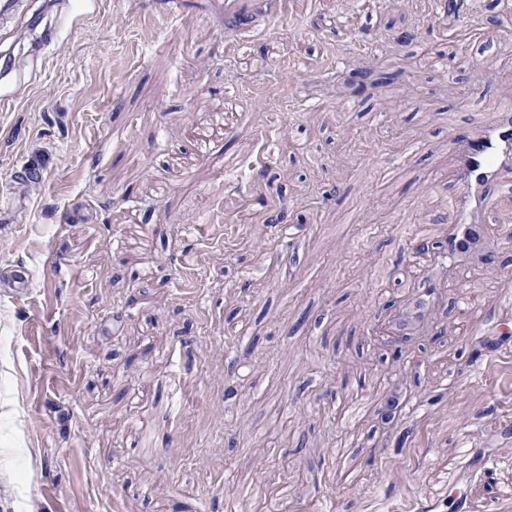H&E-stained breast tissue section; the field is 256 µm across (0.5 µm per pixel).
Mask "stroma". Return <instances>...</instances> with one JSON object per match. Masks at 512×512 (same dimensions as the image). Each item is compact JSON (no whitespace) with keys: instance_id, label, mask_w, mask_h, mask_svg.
I'll return each instance as SVG.
<instances>
[{"instance_id":"35a3bbf8","label":"stroma","mask_w":512,"mask_h":512,"mask_svg":"<svg viewBox=\"0 0 512 512\" xmlns=\"http://www.w3.org/2000/svg\"><path fill=\"white\" fill-rule=\"evenodd\" d=\"M237 2L0 26V186L31 213L0 223L31 277L0 294V512H445L456 474L512 512V195L431 330L374 334L446 236L451 141L512 100L504 0Z\"/></svg>"}]
</instances>
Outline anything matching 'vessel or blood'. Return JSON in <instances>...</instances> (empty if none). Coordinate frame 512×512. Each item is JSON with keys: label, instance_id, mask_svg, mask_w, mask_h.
<instances>
[{"label": "vessel or blood", "instance_id": "b4317fda", "mask_svg": "<svg viewBox=\"0 0 512 512\" xmlns=\"http://www.w3.org/2000/svg\"><path fill=\"white\" fill-rule=\"evenodd\" d=\"M452 151L460 190L449 202L448 253L430 256L417 287L382 326L387 338L425 331L449 278L487 249L482 232L491 208L487 188L495 185L502 192L512 191V102L500 106L493 122L454 140Z\"/></svg>", "mask_w": 512, "mask_h": 512}]
</instances>
